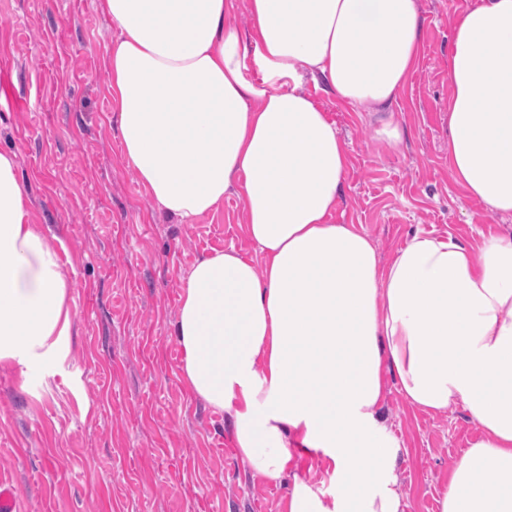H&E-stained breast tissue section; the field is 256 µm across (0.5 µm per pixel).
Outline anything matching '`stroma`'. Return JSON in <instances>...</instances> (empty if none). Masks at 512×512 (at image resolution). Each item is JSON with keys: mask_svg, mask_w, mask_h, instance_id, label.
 <instances>
[{"mask_svg": "<svg viewBox=\"0 0 512 512\" xmlns=\"http://www.w3.org/2000/svg\"><path fill=\"white\" fill-rule=\"evenodd\" d=\"M473 0H420L418 66L393 106L399 149L378 123L305 82L344 142L332 218L357 224L381 261L416 233L467 245L512 231V214L467 196L448 167L452 23ZM95 0H0V150L17 155L36 220L71 281L70 350L53 366L0 369V479L18 512H287L288 484L253 477L226 414L186 386L172 334L196 260L229 247L260 261L244 200L182 224L140 188L111 131L109 46ZM385 408L404 449L409 512H439L448 468L477 438L462 405L409 406L395 378Z\"/></svg>", "mask_w": 512, "mask_h": 512, "instance_id": "stroma-1", "label": "stroma"}]
</instances>
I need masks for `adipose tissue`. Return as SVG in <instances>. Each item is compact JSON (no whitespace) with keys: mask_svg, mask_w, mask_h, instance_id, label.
I'll use <instances>...</instances> for the list:
<instances>
[{"mask_svg":"<svg viewBox=\"0 0 512 512\" xmlns=\"http://www.w3.org/2000/svg\"><path fill=\"white\" fill-rule=\"evenodd\" d=\"M121 153L181 223L242 196L261 263L199 259L174 334L191 392L226 413L246 468L281 484L309 448L341 488L293 479L288 512H406L386 377L427 412L462 405L479 432L440 512H512V232L472 248L414 234L388 263L330 217L347 153L305 80L360 112H388L416 70L418 0H97ZM257 68L261 83L248 77ZM448 166L468 196L512 213V0H476L452 26ZM35 221L15 153L0 151V367L46 365L76 313Z\"/></svg>","mask_w":512,"mask_h":512,"instance_id":"adipose-tissue-1","label":"adipose tissue"}]
</instances>
